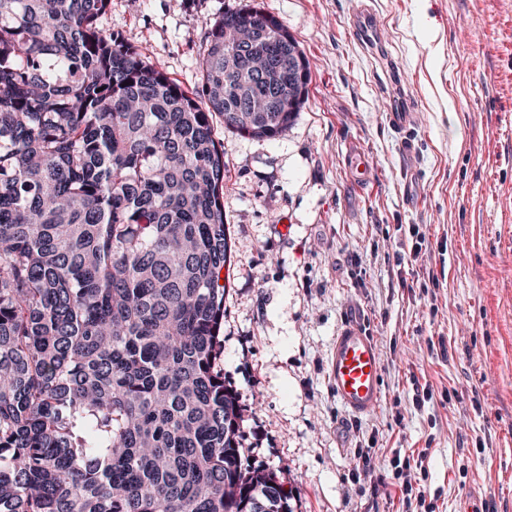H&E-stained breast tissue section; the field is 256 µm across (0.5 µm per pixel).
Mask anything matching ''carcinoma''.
<instances>
[{
    "instance_id": "obj_1",
    "label": "carcinoma",
    "mask_w": 512,
    "mask_h": 512,
    "mask_svg": "<svg viewBox=\"0 0 512 512\" xmlns=\"http://www.w3.org/2000/svg\"><path fill=\"white\" fill-rule=\"evenodd\" d=\"M107 2L0 0V512H290L224 385L212 114L281 136L308 62L288 90L295 39L245 6L187 91L98 28Z\"/></svg>"
}]
</instances>
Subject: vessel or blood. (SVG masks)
I'll list each match as a JSON object with an SVG mask.
<instances>
[{"instance_id":"obj_1","label":"vessel or blood","mask_w":512,"mask_h":512,"mask_svg":"<svg viewBox=\"0 0 512 512\" xmlns=\"http://www.w3.org/2000/svg\"><path fill=\"white\" fill-rule=\"evenodd\" d=\"M374 9L361 3L350 20L355 40L372 49L379 46ZM388 122L395 130L409 129L415 112L411 101L390 104ZM329 382L343 408L353 416L374 411L382 396L380 358L374 337L364 326L351 322L336 334L329 361Z\"/></svg>"}]
</instances>
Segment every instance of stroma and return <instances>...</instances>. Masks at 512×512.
<instances>
[{
  "instance_id": "1",
  "label": "stroma",
  "mask_w": 512,
  "mask_h": 512,
  "mask_svg": "<svg viewBox=\"0 0 512 512\" xmlns=\"http://www.w3.org/2000/svg\"><path fill=\"white\" fill-rule=\"evenodd\" d=\"M245 5L287 27L311 82L280 137L212 117L233 246L224 382L243 454L276 474L292 512H406L396 459L417 467L418 512H458L468 495L512 512V0H375L377 57L348 33L356 0H108L97 25L197 90L208 22ZM406 93L407 145L386 112ZM355 317L383 378L359 418L327 380Z\"/></svg>"
}]
</instances>
